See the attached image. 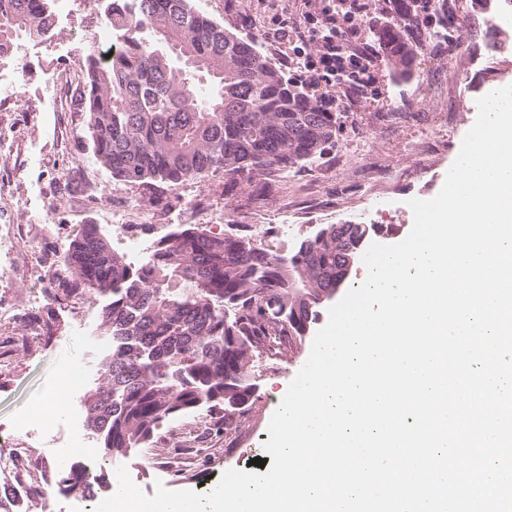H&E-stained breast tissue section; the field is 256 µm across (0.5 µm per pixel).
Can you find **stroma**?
I'll use <instances>...</instances> for the list:
<instances>
[{
	"label": "stroma",
	"mask_w": 512,
	"mask_h": 512,
	"mask_svg": "<svg viewBox=\"0 0 512 512\" xmlns=\"http://www.w3.org/2000/svg\"><path fill=\"white\" fill-rule=\"evenodd\" d=\"M454 25L423 28L412 73L396 79L388 60L378 62L375 90L342 92L345 110L335 148L323 158L272 184L229 182L217 173L153 190L112 180L95 161L82 112L77 82L89 43H113L100 0H54L55 35L41 47L18 42L0 75L17 74L16 102L0 112V215L17 224L20 235L11 251L0 250V299L25 304L40 287L70 285L65 257L86 224L99 225L115 252H122L112 205L130 200L149 212L152 223L140 233L149 245L160 240V227H181L187 205L209 212V231L250 233L264 224L269 237L262 248L286 253L341 211L346 223L374 224L371 240L403 241L413 226L410 199H430L441 190L464 136L474 124L476 101L493 87L512 85V67L495 60L494 47L512 45V0H447ZM193 6L243 39L255 40L279 69H287L291 47L277 36L282 21H295L315 0H192ZM107 298L78 293L45 301L40 312L0 321V448L15 447L13 432L43 394L57 383L64 362L81 360L89 368L82 392L95 389L101 360L112 350L104 335ZM102 333L101 347L78 340L79 329ZM312 344L304 342L278 358L254 354L252 372L259 399L248 428L225 431L206 411L164 423L152 455L125 458L132 481L148 495L157 484L179 491L210 492L227 469L249 470L263 456L268 427L289 384L307 361ZM70 403L59 400L42 435L29 439L32 459H45L38 478L45 500L31 512H68L67 494L54 484L67 457L51 450L53 437L69 433ZM212 432L208 449L193 447L198 430ZM190 460L189 480H164L163 464Z\"/></svg>",
	"instance_id": "35a3bbf8"
}]
</instances>
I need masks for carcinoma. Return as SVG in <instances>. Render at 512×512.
<instances>
[{
    "mask_svg": "<svg viewBox=\"0 0 512 512\" xmlns=\"http://www.w3.org/2000/svg\"><path fill=\"white\" fill-rule=\"evenodd\" d=\"M51 0H0V58L21 40L49 38ZM423 0H400L397 19L376 36L405 75ZM122 47L111 62L88 46L79 83L93 156L129 185L178 184L217 172L274 181L336 145L339 113L324 111L257 46L194 8L191 0H105ZM209 81L207 97L198 84ZM356 224H326L312 241L272 253L243 234L191 224L157 243L136 271L85 224L67 253L70 291L105 296L112 352L102 382L82 400L102 458L117 462L152 446L163 422L207 410L224 429L258 400L250 359L303 340L318 308L346 283L362 250ZM61 492L104 489L81 466L57 473Z\"/></svg>",
    "mask_w": 512,
    "mask_h": 512,
    "instance_id": "cac0c4a2",
    "label": "carcinoma"
}]
</instances>
